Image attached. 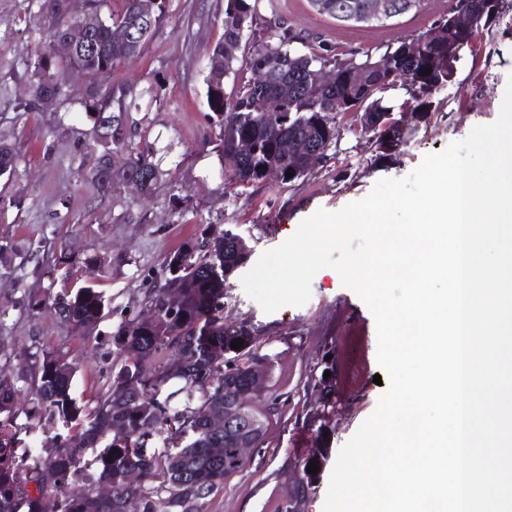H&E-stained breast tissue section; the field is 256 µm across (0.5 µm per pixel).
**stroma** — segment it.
Returning a JSON list of instances; mask_svg holds the SVG:
<instances>
[{"label":"stroma","mask_w":512,"mask_h":512,"mask_svg":"<svg viewBox=\"0 0 512 512\" xmlns=\"http://www.w3.org/2000/svg\"><path fill=\"white\" fill-rule=\"evenodd\" d=\"M38 9L37 0H0V141L21 149L16 175L0 180V196L15 201L0 212V244L12 248L8 263L0 264V367L18 372L21 356L36 342L67 354L78 365L72 395L82 405L95 404L117 364L107 353L106 333L138 310L141 288L167 253L201 236L206 225L219 224L245 239L250 260H257L290 237L302 219L340 211L365 198L380 179L405 178L426 154L493 122L512 77V0H504L499 22L477 30L455 81L436 94V111L395 162H374L355 116L340 113L336 148L294 186H230L204 90L208 55L224 32V0H168L167 17L141 55L112 72L113 88L138 99L129 113L135 143L152 151L162 176L149 194L120 184L103 201L85 160L94 118L80 105L84 83L71 84L67 103L38 112L14 107L31 93L26 62L39 43L26 21ZM447 9L448 0H425L419 10L378 27L336 22L319 15L309 0H263L261 14L271 22L285 20L299 36V49L324 41L361 58L430 30ZM32 244L39 246L43 264L31 259ZM63 253L82 262L81 284H99L105 294L110 314L97 330L27 307L61 279L56 260ZM99 256L112 260L103 282ZM241 277L233 272L225 283L224 320L259 332L273 359L268 394L280 397L284 407L270 420L248 468L226 478L203 512H278L300 477L308 484L300 512H322L339 449L383 393L373 381L380 371L374 317L332 268L315 274L307 304L272 314L245 294ZM309 461L317 473H302Z\"/></svg>","instance_id":"35a3bbf8"}]
</instances>
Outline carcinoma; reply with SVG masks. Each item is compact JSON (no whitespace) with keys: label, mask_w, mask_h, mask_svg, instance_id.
I'll return each instance as SVG.
<instances>
[{"label":"carcinoma","mask_w":512,"mask_h":512,"mask_svg":"<svg viewBox=\"0 0 512 512\" xmlns=\"http://www.w3.org/2000/svg\"><path fill=\"white\" fill-rule=\"evenodd\" d=\"M225 2L223 39L209 55L204 84L208 116L219 127L222 151L233 152L243 144L251 147L242 165L227 176L231 185L263 183L261 165L285 172L290 165L300 167L302 158L282 157L280 144L286 139L315 140L322 145L336 142L340 137L336 99L349 95L381 122L374 161H389L400 154L417 128L390 123L386 114L407 109L426 120L436 110L435 94L452 83L457 73L455 42L448 40L447 30L433 28L401 42L404 55L396 60L395 73L408 88L397 104L388 96L384 79L376 75L362 96L344 81L334 87L318 85L309 79L315 59L338 65L344 74L351 58H336V49L323 42L302 54L288 51V43L298 35L284 21L278 23L274 45L261 16V0ZM467 3L479 24L490 26L500 18L492 13L490 0ZM137 5L138 0H124L123 8L114 11L110 0H86L87 12L101 19L92 34L94 47L77 49L59 60L54 45L70 23L67 2L41 0L42 49L27 64L31 99L19 104L36 112L46 95L56 101L66 99L62 72L83 80L82 105L96 114L86 149L94 156L90 175L100 198L135 177L147 193L161 176L150 154L135 146L136 131L127 121V94L116 93L110 86L112 70L140 55L164 21L165 0H159L151 27L136 35L134 42H126ZM425 68L430 74L420 75ZM242 69L255 78L226 91L225 75ZM286 112H304L308 119L303 124L287 123ZM116 151L129 155L128 167L112 168L111 155ZM17 159L16 147L0 144V178L13 177ZM227 235L211 225L206 237L190 239L165 256L186 262L177 277L160 280L162 263L154 270L141 300V310H153L154 320L144 325L135 312L108 336L120 366L93 411L86 412L72 397L77 365L40 344L31 346L17 377L0 375V512H125L132 503L137 512H200L203 500L223 488L224 479L248 466L224 431L207 427V412L224 411L225 391L245 385L243 370L228 371L224 355L247 362L262 346L251 325L224 323V283L248 259ZM168 288L178 289L181 298L173 316L164 301ZM27 306L47 309L62 322L90 331L108 316L103 292L91 286L64 285L54 297L30 300ZM237 338L243 340L238 350L231 348ZM174 380L183 382L181 407L171 405L172 394L167 392ZM20 381L32 384L31 401L40 425L68 429L65 435L51 437L45 455L36 458L15 447V436L23 430L17 423ZM116 423L126 429L122 441L112 435ZM157 435L165 436L171 452L150 450L148 442ZM89 448L99 449L91 462L85 460ZM134 469L141 472L138 483L127 479ZM29 483L35 488H26ZM103 484L112 485V499L98 497Z\"/></svg>","instance_id":"cac0c4a2"}]
</instances>
